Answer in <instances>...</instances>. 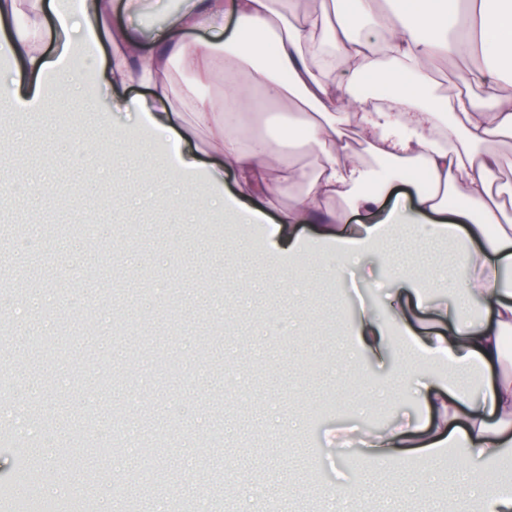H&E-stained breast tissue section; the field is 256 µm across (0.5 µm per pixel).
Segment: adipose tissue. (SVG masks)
<instances>
[{
  "label": "adipose tissue",
  "instance_id": "1",
  "mask_svg": "<svg viewBox=\"0 0 512 512\" xmlns=\"http://www.w3.org/2000/svg\"><path fill=\"white\" fill-rule=\"evenodd\" d=\"M297 0H181L145 47L136 26L121 17L149 11L150 0H0V55L16 70L0 82V102L38 111L45 76L68 87L76 51L109 48L101 72L111 87L151 89L155 106L143 108L148 128L167 134L182 120L185 136L206 132L220 168L221 187L232 172L236 189L226 209L236 224H260L283 192L293 202L267 237L277 257H299V232L320 225L319 240L338 258L331 275L343 282L354 260L388 233L426 225L429 238L456 240L455 268L462 277L455 300L438 298V285L398 254L386 261L395 289L391 318L360 308L350 325L358 357L383 364L399 345V375L418 394L422 414L358 438L381 466L418 448L435 457L461 449L463 465L479 473L451 487L466 496L479 487V512H512V483L485 479L512 447V188L500 185L501 142L512 141V0H471L469 32L453 31L447 0H316L301 11ZM206 27L220 42L189 41ZM475 49L482 65L465 70L463 91L427 93L430 67ZM193 74L195 87L176 88L169 58ZM232 64L250 67L248 82L227 97L197 95L196 86L226 78ZM383 90L380 102L364 98L367 85ZM288 102L278 143L244 136L234 112ZM303 139L313 155L303 163L282 151ZM367 155H359L358 146ZM375 163H368V156ZM409 182L408 205L381 209L398 183ZM374 211L370 224H345V212Z\"/></svg>",
  "mask_w": 512,
  "mask_h": 512
}]
</instances>
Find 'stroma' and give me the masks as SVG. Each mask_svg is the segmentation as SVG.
Masks as SVG:
<instances>
[{"instance_id": "obj_1", "label": "stroma", "mask_w": 512, "mask_h": 512, "mask_svg": "<svg viewBox=\"0 0 512 512\" xmlns=\"http://www.w3.org/2000/svg\"><path fill=\"white\" fill-rule=\"evenodd\" d=\"M75 96L48 99L36 122L8 123L0 142V170L11 171L15 185L46 184L36 199L0 197V263L23 283L18 310L0 330V372L32 386L22 409L35 411V427L48 434L42 465L55 474L48 492L69 496L81 486L101 512H112L118 497L140 495L142 470L172 466L185 482L164 485L153 512L166 499L190 512L204 502L254 512L245 491L255 481L274 512H332L329 492L339 482L360 493L361 512H473L474 499L431 493L459 472L419 449L380 468L356 445L337 462L314 456L342 427L364 430L417 413L418 397L397 385L388 364L360 360L381 397L354 396L345 328L358 298L386 314L392 282L376 268L386 252L443 278L445 245L418 244L413 232L389 240L366 257L376 285L359 294L328 278L335 259L319 251L289 280L287 266L266 253L262 229L241 240L207 223L203 208L221 210L207 187L184 203L170 180L174 154L156 137L113 142L111 175L86 174L85 150L102 141L97 120L107 93L78 114ZM161 182L166 196L140 208ZM80 224L110 233L95 242L77 232ZM242 275L251 286L232 294L233 318L214 324L212 289ZM87 357L102 362L93 382L82 368ZM136 396L156 401L157 410L138 415L134 434H113ZM100 444L112 448L114 481L84 466ZM134 508L143 505L136 500Z\"/></svg>"}]
</instances>
